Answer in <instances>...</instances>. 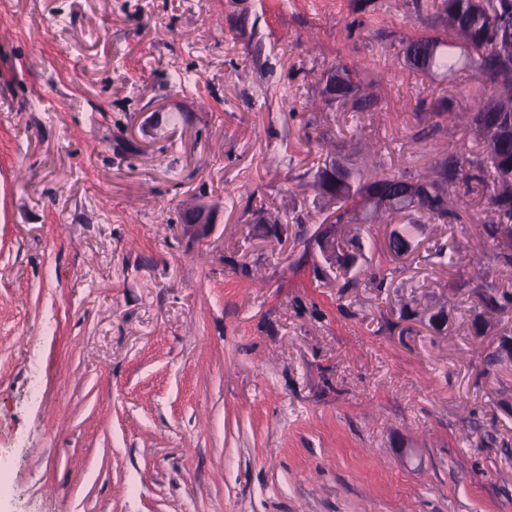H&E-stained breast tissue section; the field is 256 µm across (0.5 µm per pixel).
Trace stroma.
I'll list each match as a JSON object with an SVG mask.
<instances>
[{
	"label": "stroma",
	"mask_w": 512,
	"mask_h": 512,
	"mask_svg": "<svg viewBox=\"0 0 512 512\" xmlns=\"http://www.w3.org/2000/svg\"><path fill=\"white\" fill-rule=\"evenodd\" d=\"M439 2L0 0V512H512V361L484 367L512 312L471 305L512 290L486 201L342 226L347 289L294 245L329 142L366 174L479 152L417 107L467 73L397 62ZM357 61L376 111L322 95Z\"/></svg>",
	"instance_id": "stroma-1"
}]
</instances>
